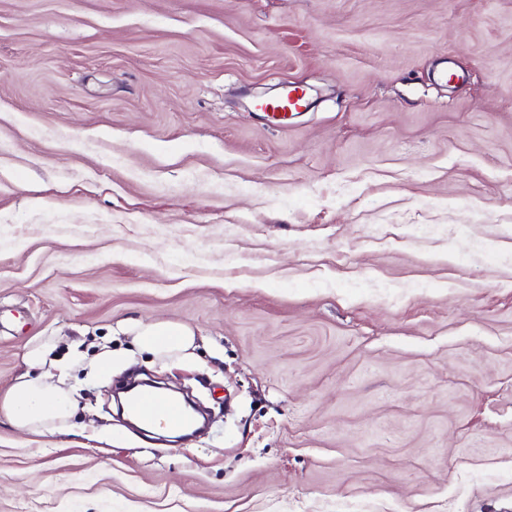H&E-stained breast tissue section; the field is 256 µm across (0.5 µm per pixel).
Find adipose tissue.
Masks as SVG:
<instances>
[{"label": "adipose tissue", "mask_w": 512, "mask_h": 512, "mask_svg": "<svg viewBox=\"0 0 512 512\" xmlns=\"http://www.w3.org/2000/svg\"><path fill=\"white\" fill-rule=\"evenodd\" d=\"M128 331L142 350L158 357L189 356L193 331L177 322L135 323ZM77 406L71 388L47 384L42 378H27L0 396V413L17 426L35 432H54L64 426Z\"/></svg>", "instance_id": "obj_1"}]
</instances>
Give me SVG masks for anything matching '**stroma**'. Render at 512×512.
<instances>
[{"label":"stroma","mask_w":512,"mask_h":512,"mask_svg":"<svg viewBox=\"0 0 512 512\" xmlns=\"http://www.w3.org/2000/svg\"><path fill=\"white\" fill-rule=\"evenodd\" d=\"M39 344L116 360L0 512H512V0H0V393ZM126 331L132 334L134 343L142 351L157 357H187L194 348V332L177 322L135 323ZM131 408L145 420L155 422L151 425L154 429H169L181 432L190 425V416L185 412L183 405L178 401H163L158 399L148 389H141L133 397ZM165 425L166 427L162 426Z\"/></svg>","instance_id":"35a3bbf8"}]
</instances>
